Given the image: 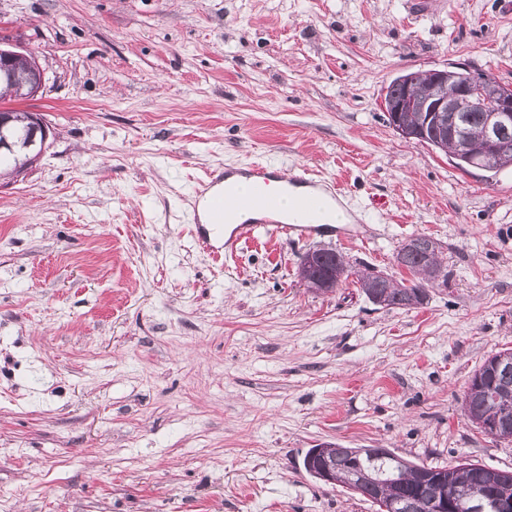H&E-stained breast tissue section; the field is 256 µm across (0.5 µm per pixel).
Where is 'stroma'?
I'll list each match as a JSON object with an SVG mask.
<instances>
[{
  "label": "stroma",
  "instance_id": "obj_1",
  "mask_svg": "<svg viewBox=\"0 0 512 512\" xmlns=\"http://www.w3.org/2000/svg\"><path fill=\"white\" fill-rule=\"evenodd\" d=\"M0 38L48 78L13 109L52 127L0 187V512H375L305 472L321 443L512 471L462 410L512 349V166L381 108L405 70L512 85V0H0ZM255 162L342 187L350 240L214 258L197 181ZM419 234L442 267L414 307L299 276L325 248L409 281Z\"/></svg>",
  "mask_w": 512,
  "mask_h": 512
}]
</instances>
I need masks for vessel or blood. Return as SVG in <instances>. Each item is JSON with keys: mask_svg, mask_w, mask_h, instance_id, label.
I'll return each instance as SVG.
<instances>
[{"mask_svg": "<svg viewBox=\"0 0 512 512\" xmlns=\"http://www.w3.org/2000/svg\"><path fill=\"white\" fill-rule=\"evenodd\" d=\"M240 174L251 180L253 189L250 193L213 194L210 202V225L228 224L232 227L224 239L225 250L234 251L238 245L250 241L260 227L274 237L294 234L298 238L308 239L327 232L328 227L324 224H308L305 221L289 224L280 220L277 200L267 189L275 173L266 165H249L241 169ZM290 184L296 190L292 206L298 214L305 217L323 207L325 197L320 191L321 183L309 173L303 171L291 177Z\"/></svg>", "mask_w": 512, "mask_h": 512, "instance_id": "1", "label": "vessel or blood"}]
</instances>
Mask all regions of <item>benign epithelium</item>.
<instances>
[{
	"label": "benign epithelium",
	"instance_id": "benign-epithelium-1",
	"mask_svg": "<svg viewBox=\"0 0 512 512\" xmlns=\"http://www.w3.org/2000/svg\"><path fill=\"white\" fill-rule=\"evenodd\" d=\"M425 90L416 86L417 76L400 75L399 82L408 86L406 97L399 101H383V112L389 126L403 139L417 137L425 130L411 125L402 118L404 112H419L425 122L441 124L444 136L451 141L454 152L472 158L473 167L489 170L500 165L509 153V143L503 140V131L512 126V85L498 80L478 77L465 63H456L443 70L423 74ZM0 79L24 91L22 98L36 96L45 85V72L36 55L19 51L15 46L0 41ZM463 112L486 113L480 133L482 146L471 151L469 141L461 134ZM28 133L17 139L3 133L7 123L0 114V153L13 154L20 148L28 152V167L36 166L48 147L51 128L39 112L28 113ZM321 252H307L300 266V276L311 288L329 292L336 288V278L320 274L318 266ZM353 277L366 286L368 296L377 304L383 302L380 290L373 287L376 273L371 269L353 271ZM493 412L491 417L476 422L477 428L487 434H497L512 427V389L500 387L491 390ZM363 448H341L331 444H318L309 450L305 471L312 477L330 485L337 483V462L340 458L359 457ZM419 498L432 512H459L460 502L466 496L464 488L436 470L420 469L416 472ZM363 482H372L380 490L378 500L382 512H401L404 500L390 495V482L381 473L366 468L362 463L350 468L346 487L354 489Z\"/></svg>",
	"mask_w": 512,
	"mask_h": 512
}]
</instances>
